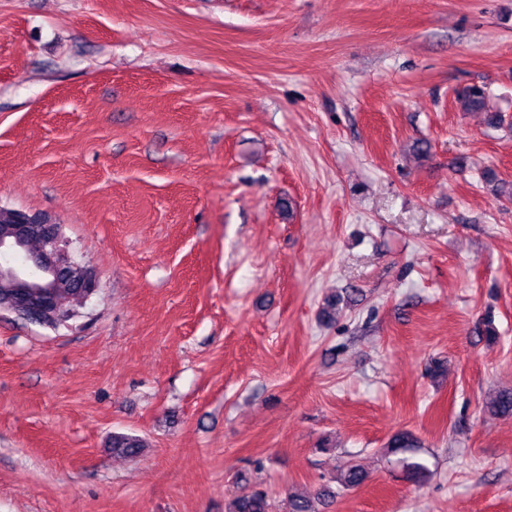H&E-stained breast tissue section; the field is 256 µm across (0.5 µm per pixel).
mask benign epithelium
<instances>
[{
  "label": "benign epithelium",
  "instance_id": "benign-epithelium-1",
  "mask_svg": "<svg viewBox=\"0 0 512 512\" xmlns=\"http://www.w3.org/2000/svg\"><path fill=\"white\" fill-rule=\"evenodd\" d=\"M33 233L43 234L48 248L33 258L21 256L4 267L3 273L16 282V290L0 304V309L35 322L60 320L67 314L60 312L53 300L52 288L58 279L72 278L88 296L97 287L96 276L72 261L69 243L57 224H45L36 217L26 224H13L0 235V254L6 257L18 254L24 239Z\"/></svg>",
  "mask_w": 512,
  "mask_h": 512
}]
</instances>
